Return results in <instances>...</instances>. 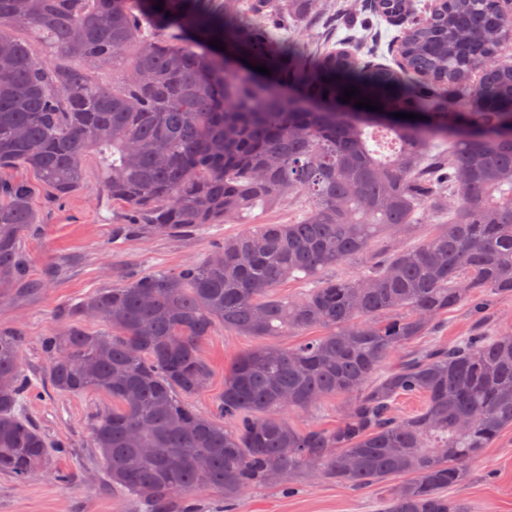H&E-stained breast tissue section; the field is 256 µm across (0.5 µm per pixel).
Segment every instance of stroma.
Listing matches in <instances>:
<instances>
[{"label": "stroma", "instance_id": "35a3bbf8", "mask_svg": "<svg viewBox=\"0 0 512 512\" xmlns=\"http://www.w3.org/2000/svg\"><path fill=\"white\" fill-rule=\"evenodd\" d=\"M366 0H314L313 13L288 21L290 39L311 47L333 43L354 28L378 45V62L392 63V36L386 26L364 13ZM86 189L59 199L35 185L24 168L5 170V178L33 186V206L39 217L36 232L24 238L21 249L33 288L0 299V331L20 330L25 336L22 368L30 389L22 404L24 415L50 443L65 444L53 456L55 477L20 483L0 475V512H141L129 495L112 490L95 448L90 422L108 398L99 392L68 395L48 381L43 337L69 326V310L83 297L117 280L163 269L178 271L203 261L214 245L237 236L254 224H285L298 216L299 206L245 211L234 224H213L184 236L144 237L122 233L129 217L113 206L99 188L95 158L86 162ZM257 343L251 336H234L216 328L202 344L213 369L209 385L191 399L199 410L216 414L224 391V372ZM381 486L356 489L335 481L298 483L293 493L260 487L236 503L235 512H375L383 498ZM467 503L471 512H512V429L506 430L474 462L464 481L448 492Z\"/></svg>", "mask_w": 512, "mask_h": 512}]
</instances>
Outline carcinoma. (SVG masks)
<instances>
[{"label":"carcinoma","instance_id":"obj_1","mask_svg":"<svg viewBox=\"0 0 512 512\" xmlns=\"http://www.w3.org/2000/svg\"><path fill=\"white\" fill-rule=\"evenodd\" d=\"M310 2L0 0V170L22 167L61 198L84 188L91 152L129 212L123 230L146 236L306 200L298 221L255 224L199 264L122 279L70 311L106 331L43 337L55 389L111 397L92 447L108 485L148 512H195L208 487L231 507L274 471L288 492L387 484L378 512H469L448 490L512 427V332L485 315L486 296H512V14L494 0H370L405 25L391 67L349 37L336 50L278 35ZM239 54L271 74L228 68ZM353 86L389 117L336 111ZM368 128L391 155L369 148ZM427 216L436 231L402 246ZM37 224L30 186L0 179V298L30 283L21 242ZM348 260L367 272L323 276ZM298 274L313 287L278 295ZM460 305L474 326L445 345L442 319ZM219 326L260 347L224 375L222 424L189 402L210 381L201 345ZM311 327L324 334L272 343ZM23 346L21 331L0 332V474L18 481L51 460L21 410ZM404 396L422 408L398 413ZM336 397L333 429L282 417Z\"/></svg>","mask_w":512,"mask_h":512}]
</instances>
